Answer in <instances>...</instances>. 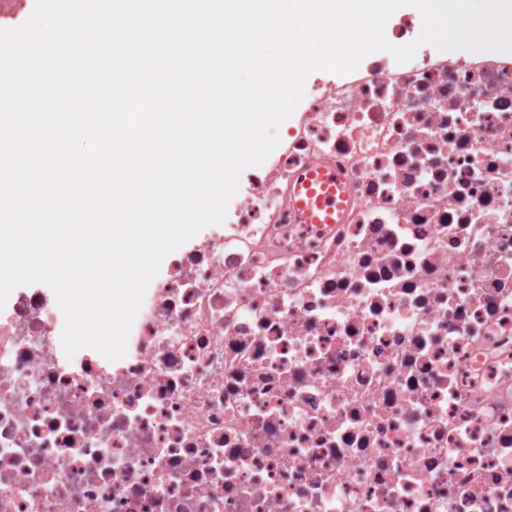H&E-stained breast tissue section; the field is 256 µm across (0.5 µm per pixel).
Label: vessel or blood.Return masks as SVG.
I'll return each instance as SVG.
<instances>
[{"label":"vessel or blood","instance_id":"obj_1","mask_svg":"<svg viewBox=\"0 0 512 512\" xmlns=\"http://www.w3.org/2000/svg\"><path fill=\"white\" fill-rule=\"evenodd\" d=\"M343 178L331 168L306 171L295 191V206L308 224H332L346 199Z\"/></svg>","mask_w":512,"mask_h":512}]
</instances>
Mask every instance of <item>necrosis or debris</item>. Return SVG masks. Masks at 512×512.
<instances>
[{"label": "necrosis or debris", "mask_w": 512, "mask_h": 512, "mask_svg": "<svg viewBox=\"0 0 512 512\" xmlns=\"http://www.w3.org/2000/svg\"><path fill=\"white\" fill-rule=\"evenodd\" d=\"M322 165L346 208L305 224ZM237 194L120 360L11 292L0 512H512V54L312 72ZM343 184L342 176L332 168L306 171L295 191V206L303 221L306 224L336 223V211L343 209L346 199Z\"/></svg>", "instance_id": "4bbe7bcc"}]
</instances>
